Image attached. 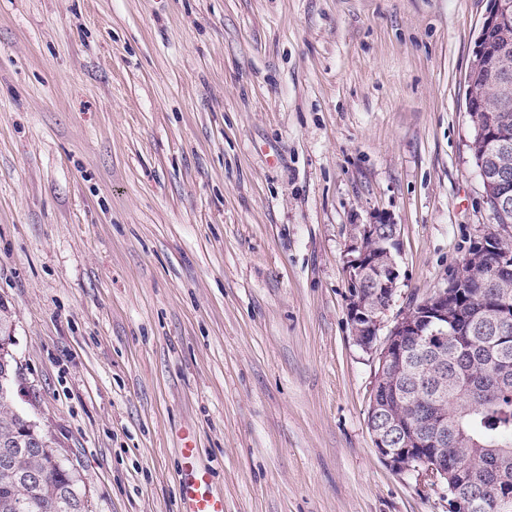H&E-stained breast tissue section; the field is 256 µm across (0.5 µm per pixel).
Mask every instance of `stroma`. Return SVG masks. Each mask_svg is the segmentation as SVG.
<instances>
[{
  "mask_svg": "<svg viewBox=\"0 0 512 512\" xmlns=\"http://www.w3.org/2000/svg\"><path fill=\"white\" fill-rule=\"evenodd\" d=\"M489 0H0V301L19 412L91 512H448L379 458L357 224L400 228L383 318L491 223L465 75ZM180 491L179 512H224V496L214 490L211 471L190 445L181 448Z\"/></svg>",
  "mask_w": 512,
  "mask_h": 512,
  "instance_id": "1",
  "label": "stroma"
}]
</instances>
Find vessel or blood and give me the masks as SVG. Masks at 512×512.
<instances>
[{
    "label": "vessel or blood",
    "mask_w": 512,
    "mask_h": 512,
    "mask_svg": "<svg viewBox=\"0 0 512 512\" xmlns=\"http://www.w3.org/2000/svg\"><path fill=\"white\" fill-rule=\"evenodd\" d=\"M180 512H224V497L214 490L210 470L189 445L181 450Z\"/></svg>",
    "instance_id": "vessel-or-blood-1"
}]
</instances>
